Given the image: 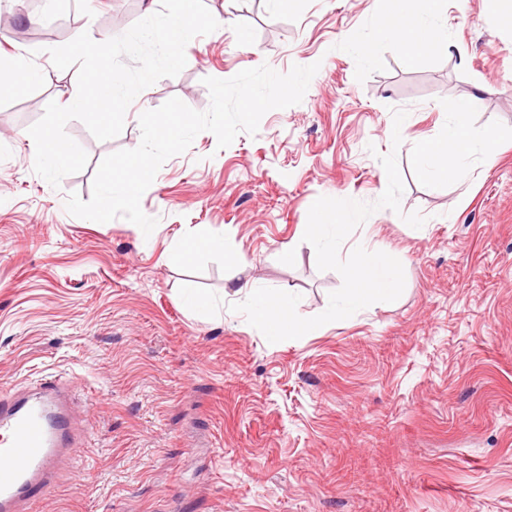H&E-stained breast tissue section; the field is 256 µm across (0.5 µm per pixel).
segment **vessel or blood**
Segmentation results:
<instances>
[{"label": "vessel or blood", "instance_id": "1", "mask_svg": "<svg viewBox=\"0 0 512 512\" xmlns=\"http://www.w3.org/2000/svg\"><path fill=\"white\" fill-rule=\"evenodd\" d=\"M77 393L62 379L0 385V512H25L28 501L53 493L58 467L83 433Z\"/></svg>", "mask_w": 512, "mask_h": 512}]
</instances>
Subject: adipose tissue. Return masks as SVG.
Returning <instances> with one entry per match:
<instances>
[{"label": "adipose tissue", "mask_w": 512, "mask_h": 512, "mask_svg": "<svg viewBox=\"0 0 512 512\" xmlns=\"http://www.w3.org/2000/svg\"><path fill=\"white\" fill-rule=\"evenodd\" d=\"M442 2L443 0H392L390 20L382 28V35L408 55L428 48L435 52L447 50L448 33L441 23ZM495 143V132H487L477 142L462 122L453 121L441 137L424 143L419 158L427 175L451 179L460 173L474 152H482L485 161H493ZM350 211L351 204L347 201L334 214L319 210L315 223L306 225V236L322 245L327 253H335L336 242L345 232ZM226 285L245 298L256 322L264 328L271 343H282L306 331L307 324L290 299L231 278L227 279ZM398 295L399 283L391 256L373 253L362 265L355 268L349 288L331 309L330 314L335 317L347 311H363L375 304L389 305Z\"/></svg>", "instance_id": "obj_1"}]
</instances>
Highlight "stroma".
<instances>
[{"label":"stroma","instance_id":"35a3bbf8","mask_svg":"<svg viewBox=\"0 0 512 512\" xmlns=\"http://www.w3.org/2000/svg\"><path fill=\"white\" fill-rule=\"evenodd\" d=\"M80 2L49 0L61 24L33 26L0 0V58L32 56L46 79L0 106V384L76 378L91 415L32 512H512V0H445L448 51L412 58L377 37L389 0H204L220 27L134 99L119 136L68 122L89 162L55 188L28 129L77 70L49 48L160 8ZM315 62L302 102L257 135L221 149L204 131L161 166L141 198L151 234L66 210L106 155L139 145L143 111L172 97L204 111L205 77ZM458 117L498 131L496 163L424 176L418 147ZM341 197L352 214L330 256L303 227ZM203 228L246 257L238 281L293 296L304 335L270 343L225 295L223 254L173 260ZM374 250L396 263L397 300L325 322ZM191 289L223 308L192 311Z\"/></svg>","mask_w":512,"mask_h":512}]
</instances>
